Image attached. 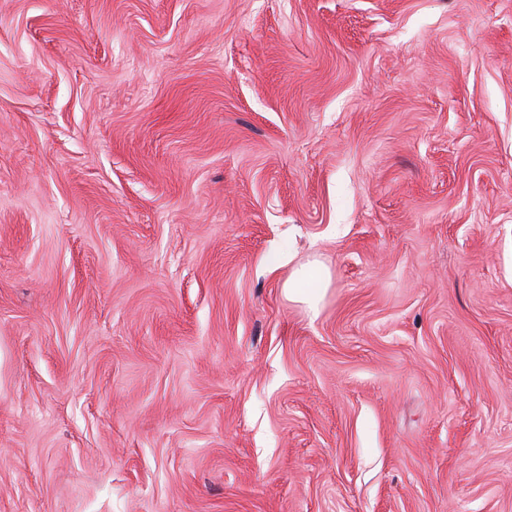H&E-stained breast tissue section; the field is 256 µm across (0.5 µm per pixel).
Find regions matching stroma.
<instances>
[{
    "instance_id": "35a3bbf8",
    "label": "stroma",
    "mask_w": 512,
    "mask_h": 512,
    "mask_svg": "<svg viewBox=\"0 0 512 512\" xmlns=\"http://www.w3.org/2000/svg\"><path fill=\"white\" fill-rule=\"evenodd\" d=\"M0 512H512V0H0ZM325 283L326 275L320 267L301 265L294 269L284 289L289 299L304 304L309 313L316 316L326 290Z\"/></svg>"
}]
</instances>
